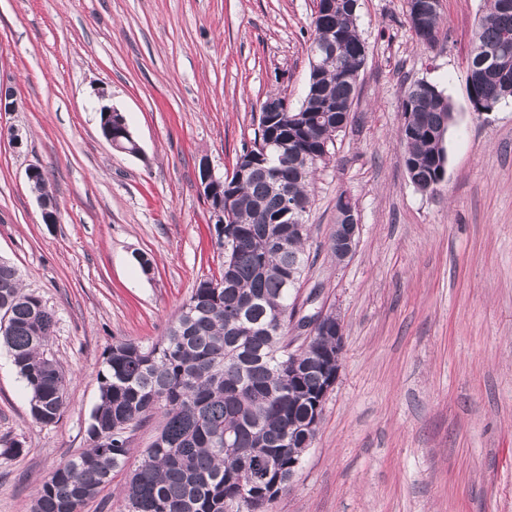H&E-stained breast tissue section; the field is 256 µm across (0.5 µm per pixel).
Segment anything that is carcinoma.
Wrapping results in <instances>:
<instances>
[{"label": "carcinoma", "mask_w": 512, "mask_h": 512, "mask_svg": "<svg viewBox=\"0 0 512 512\" xmlns=\"http://www.w3.org/2000/svg\"><path fill=\"white\" fill-rule=\"evenodd\" d=\"M350 0L313 20L314 31L336 30L344 50L326 64L318 85L336 103L353 108L352 75L365 61ZM490 0L472 30L468 70L475 111H492L512 98L496 79L503 57L512 60V8ZM406 168L414 186L434 192L447 155L439 130L449 128L452 106L436 85L419 82L401 106ZM335 112L292 107L267 113L253 145L242 150L223 198L231 199L227 223L214 225L219 248H228L220 276L201 280L165 335L151 344H113L100 371V403L88 429L89 448L40 482L32 512H83L128 462V433L159 413L162 430L134 464L123 489L127 512H240L269 505L288 488V464L309 447L327 376L324 355L336 369L334 337L320 335L305 350L290 349L288 322L308 256L306 220L290 222L271 183L311 208L308 187L342 131ZM275 146L262 152L264 144ZM249 167L244 180L237 171ZM55 325L42 298L22 287L18 269L0 262V338L28 391L32 417L56 423L63 412L66 378L45 344Z\"/></svg>", "instance_id": "cac0c4a2"}]
</instances>
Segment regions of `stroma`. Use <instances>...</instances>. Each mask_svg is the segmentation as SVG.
Here are the masks:
<instances>
[{"mask_svg": "<svg viewBox=\"0 0 512 512\" xmlns=\"http://www.w3.org/2000/svg\"><path fill=\"white\" fill-rule=\"evenodd\" d=\"M488 0H441L435 46L407 0H358L368 47L350 122L309 190L298 315L338 316L344 349L316 437L268 512H512V100L473 111L471 30ZM315 0H0V260L55 317L69 380L56 424L0 343V512H31L37 484L89 445L113 343L164 336L224 255L201 159L232 172L260 107L299 106ZM443 90L455 122L432 194L409 180L399 135L411 85ZM124 112L143 154L114 150L98 109ZM18 130L14 145L9 130ZM40 169L59 204L44 223ZM360 224L329 249L336 200ZM153 261L143 273L139 256ZM12 442L16 456L2 455ZM343 196H340L336 201V212L343 206ZM347 205L350 202L347 200ZM336 217V218H337ZM339 224H336L335 232L331 236V240L336 238V259L344 261L349 258L355 251L357 245V237L359 233V224L356 218L353 207L347 206L339 212Z\"/></svg>", "mask_w": 512, "mask_h": 512, "instance_id": "obj_1", "label": "stroma"}]
</instances>
